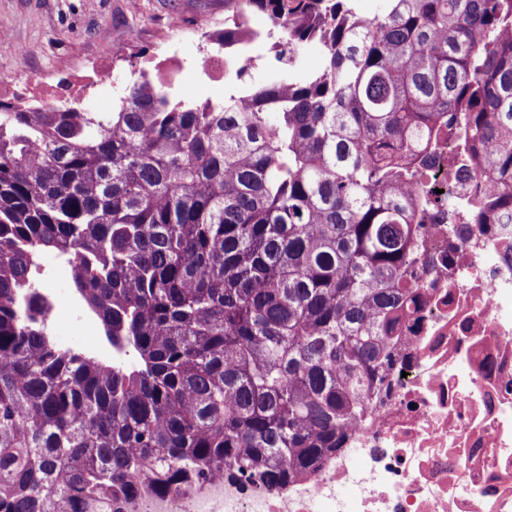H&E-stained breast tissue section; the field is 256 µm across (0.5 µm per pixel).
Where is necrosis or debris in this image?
<instances>
[{"instance_id": "necrosis-or-debris-1", "label": "necrosis or debris", "mask_w": 512, "mask_h": 512, "mask_svg": "<svg viewBox=\"0 0 512 512\" xmlns=\"http://www.w3.org/2000/svg\"><path fill=\"white\" fill-rule=\"evenodd\" d=\"M265 38L255 30L204 55L199 79L220 83ZM111 74L106 60L71 84L28 77L14 94L84 99L89 111L108 112ZM434 172L426 188L441 201L426 225L433 269L414 273L421 322L399 331L387 386L367 402L349 448L281 490L223 477L157 494L144 482L124 512H512V224L477 226L465 206L486 178L449 181L444 154ZM73 273L63 257L39 265L41 320L49 330L73 320L97 335V320L80 317L61 289Z\"/></svg>"}]
</instances>
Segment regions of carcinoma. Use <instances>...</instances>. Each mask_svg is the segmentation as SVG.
<instances>
[{"mask_svg": "<svg viewBox=\"0 0 512 512\" xmlns=\"http://www.w3.org/2000/svg\"><path fill=\"white\" fill-rule=\"evenodd\" d=\"M222 48L265 14L270 53L320 71L185 102L128 80L110 112L0 98V512H120L239 475L276 489L321 467L391 369L420 259L426 185L495 183L512 223V0H224ZM53 250L137 367L52 345L32 268ZM321 59L313 46H306L299 51L293 66L296 75H306L320 68Z\"/></svg>", "mask_w": 512, "mask_h": 512, "instance_id": "1", "label": "carcinoma"}]
</instances>
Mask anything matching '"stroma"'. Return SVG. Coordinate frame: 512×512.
<instances>
[{
	"label": "stroma",
	"instance_id": "1",
	"mask_svg": "<svg viewBox=\"0 0 512 512\" xmlns=\"http://www.w3.org/2000/svg\"><path fill=\"white\" fill-rule=\"evenodd\" d=\"M223 15L224 0H0V83L32 75L60 80L118 52L117 95L130 71L158 53L164 35Z\"/></svg>",
	"mask_w": 512,
	"mask_h": 512
}]
</instances>
